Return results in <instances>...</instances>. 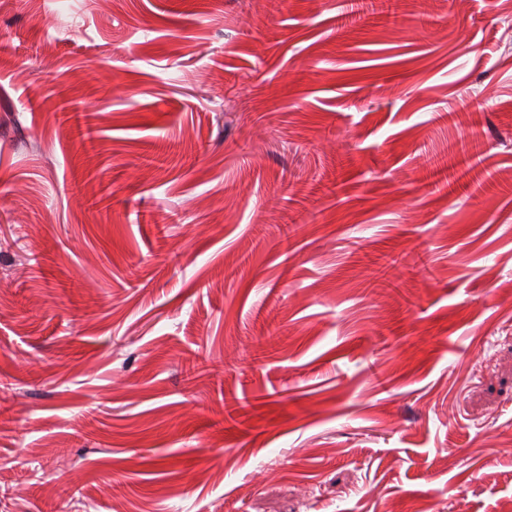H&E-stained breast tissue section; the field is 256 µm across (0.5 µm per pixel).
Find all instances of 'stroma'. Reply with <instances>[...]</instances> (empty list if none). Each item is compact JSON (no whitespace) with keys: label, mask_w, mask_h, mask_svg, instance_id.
<instances>
[{"label":"stroma","mask_w":512,"mask_h":512,"mask_svg":"<svg viewBox=\"0 0 512 512\" xmlns=\"http://www.w3.org/2000/svg\"><path fill=\"white\" fill-rule=\"evenodd\" d=\"M386 4L0 8V512L512 501V0Z\"/></svg>","instance_id":"stroma-1"}]
</instances>
